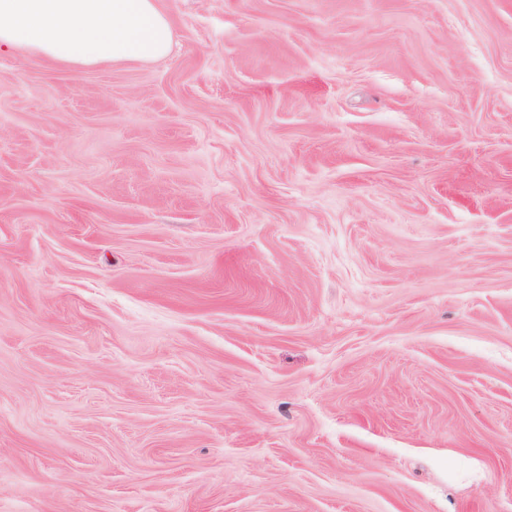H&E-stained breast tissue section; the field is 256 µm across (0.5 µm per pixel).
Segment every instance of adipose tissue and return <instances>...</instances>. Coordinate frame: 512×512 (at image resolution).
<instances>
[{
  "label": "adipose tissue",
  "instance_id": "adipose-tissue-1",
  "mask_svg": "<svg viewBox=\"0 0 512 512\" xmlns=\"http://www.w3.org/2000/svg\"><path fill=\"white\" fill-rule=\"evenodd\" d=\"M173 38L157 0H0V52L57 65L147 64Z\"/></svg>",
  "mask_w": 512,
  "mask_h": 512
}]
</instances>
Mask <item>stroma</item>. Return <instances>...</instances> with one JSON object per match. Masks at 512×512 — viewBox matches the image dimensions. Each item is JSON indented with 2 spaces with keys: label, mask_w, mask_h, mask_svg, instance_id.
I'll list each match as a JSON object with an SVG mask.
<instances>
[{
  "label": "stroma",
  "mask_w": 512,
  "mask_h": 512,
  "mask_svg": "<svg viewBox=\"0 0 512 512\" xmlns=\"http://www.w3.org/2000/svg\"><path fill=\"white\" fill-rule=\"evenodd\" d=\"M0 53V512H512V0H160ZM173 38L157 0H0V52L57 65L148 64Z\"/></svg>",
  "instance_id": "35a3bbf8"
}]
</instances>
